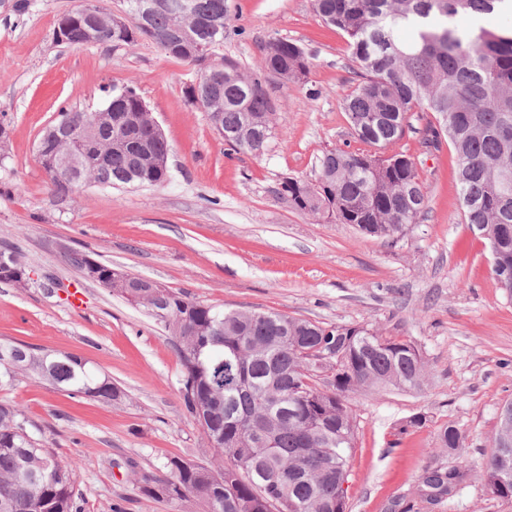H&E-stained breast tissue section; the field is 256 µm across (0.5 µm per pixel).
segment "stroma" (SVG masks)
<instances>
[{"label":"stroma","mask_w":512,"mask_h":512,"mask_svg":"<svg viewBox=\"0 0 512 512\" xmlns=\"http://www.w3.org/2000/svg\"><path fill=\"white\" fill-rule=\"evenodd\" d=\"M0 0V246L31 275L0 281V339L84 359L122 395L74 398L34 377L0 391L23 410L29 432L57 458L78 464L79 512H205L139 489L138 471L162 473L170 458L207 463L211 450L187 415L178 343L143 307L85 280L63 253L82 251L220 310L276 312L323 326H364L413 342L426 361L423 390L354 395L355 447L348 512H512L480 466L512 402V295L492 273L489 243L464 219L456 155L448 140L422 142L434 116L415 112L393 146L427 188V212L397 242L361 235L295 210L278 193L285 177L313 179L330 149L360 150L341 98L358 83L346 36L327 28L311 0H227L225 57L260 78L273 105L264 155L228 151L206 112L187 97L195 64L146 39L68 46L58 16L82 0ZM302 45L304 82L262 68L271 38ZM131 85L171 145V178L157 186L85 187L65 198L46 187L37 142L60 110L102 108L105 89ZM425 423L409 426L416 415ZM455 425L464 448H440ZM468 465L471 476L443 501L420 498L427 468Z\"/></svg>","instance_id":"obj_1"}]
</instances>
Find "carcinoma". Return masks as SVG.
I'll return each mask as SVG.
<instances>
[{
    "label": "carcinoma",
    "mask_w": 512,
    "mask_h": 512,
    "mask_svg": "<svg viewBox=\"0 0 512 512\" xmlns=\"http://www.w3.org/2000/svg\"><path fill=\"white\" fill-rule=\"evenodd\" d=\"M171 0H126L132 34L102 22L86 38L84 6L73 10L67 37L72 46L129 43L139 36L171 57L201 64L224 46L226 0H188L195 27L183 32L167 7ZM505 0H313L322 22L348 37L362 81L342 97L353 135L368 150L335 149L319 159L315 181L288 178L279 194L297 211L353 224L368 236L393 241L418 223L427 191L413 161L385 150L402 138L409 114L431 112L437 126L430 142L448 137L457 158V182L465 223L486 238L495 277L512 274V34L482 25L460 29L462 16L494 14ZM413 30L401 41L395 31ZM222 74L209 82L212 66L197 74L188 97L205 101L219 86L224 99V144L229 150L263 155L273 138V107L261 82L239 64L220 58ZM309 55L295 42L272 38L263 67L284 83L298 84ZM145 101L133 87L112 101L114 112H141ZM128 145L112 152L106 167L81 166L87 184L160 185L168 174L154 161L169 156L165 137L143 124L126 133ZM51 192H71L68 179L48 173ZM142 297L139 305L179 341L180 396L189 417L203 430L214 460L202 464L174 457L168 472H144V494L182 502L195 498L208 512H346L341 484L354 448L350 395L392 386L419 390L426 382L422 354L407 340L380 336L363 326L324 327L281 313L217 310L169 288L135 277L117 288ZM339 359L332 382L317 362ZM34 376L73 397L110 402L117 388L99 379L82 359L0 341V388ZM464 434L442 427L437 442L456 451ZM76 472L27 431L16 406L0 403V512H77ZM494 496L512 501V427L497 429L482 464ZM469 477L462 467L428 468L421 496L446 498Z\"/></svg>",
    "instance_id": "carcinoma-1"
}]
</instances>
